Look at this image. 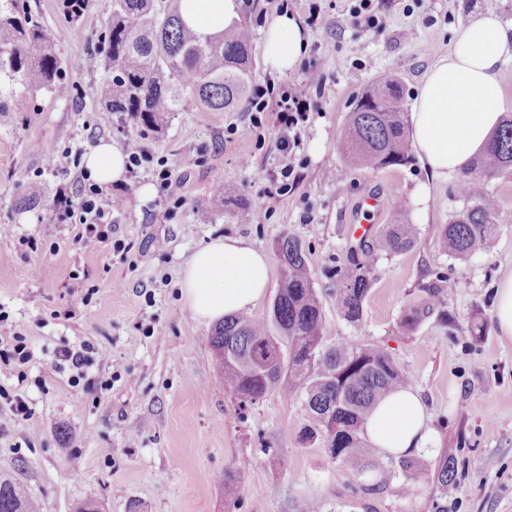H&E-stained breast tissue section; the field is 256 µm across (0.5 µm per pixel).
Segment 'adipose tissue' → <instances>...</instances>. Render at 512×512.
Wrapping results in <instances>:
<instances>
[{
  "label": "adipose tissue",
  "mask_w": 512,
  "mask_h": 512,
  "mask_svg": "<svg viewBox=\"0 0 512 512\" xmlns=\"http://www.w3.org/2000/svg\"><path fill=\"white\" fill-rule=\"evenodd\" d=\"M236 0H181L184 19L201 33L221 30L235 19ZM308 37L294 16H277L265 32L267 65L283 73L296 67ZM512 52V31L496 16L465 25L448 56L426 74L412 114L414 145L437 177L459 173L485 145L501 116L497 79L502 58ZM93 180L107 183L124 174L125 156L109 142L83 158ZM182 296L200 319L214 321L251 310L270 286L268 256L237 238H218L198 249L182 275ZM371 443L400 457L433 453L426 410L413 388L387 395L366 421Z\"/></svg>",
  "instance_id": "ef3b65f1"
}]
</instances>
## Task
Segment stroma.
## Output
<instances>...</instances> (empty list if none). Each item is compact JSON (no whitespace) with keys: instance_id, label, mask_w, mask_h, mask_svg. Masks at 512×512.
I'll use <instances>...</instances> for the list:
<instances>
[{"instance_id":"stroma-1","label":"stroma","mask_w":512,"mask_h":512,"mask_svg":"<svg viewBox=\"0 0 512 512\" xmlns=\"http://www.w3.org/2000/svg\"><path fill=\"white\" fill-rule=\"evenodd\" d=\"M67 61L70 94L56 98L10 87V111L0 113V310L34 353L23 390L29 419L0 408V476L21 479L43 512H78L88 501L99 512H512V339L492 317L496 289L512 275V223L502 225L487 251L454 260L439 243L443 224L463 202L457 176L433 177L420 158L379 171L347 169L340 141L348 116L380 77L396 76L413 107L428 70L453 48L461 29L487 14L512 28V0H373L374 25L347 19L356 0H288L306 20L308 51L296 69L270 74L262 43L278 14L272 0H239L238 17L253 33L254 77L276 83L322 74V89L297 130L292 156L277 148L282 130L273 112L246 106L208 112L187 103L162 128L107 111L101 89L108 66L79 69L101 53L111 0H87L69 18L60 0H27ZM141 138L167 160L183 202L167 219L163 193L150 173L112 183L123 200L118 239L123 251L94 240L76 241L77 228L57 223L51 202L62 170L100 139L122 145ZM292 163L297 180L280 190L274 177ZM426 187V217L415 192ZM222 192L224 208L203 210L200 199ZM367 195L401 199L419 228L410 251L379 254L365 304L363 330L337 312L330 274L345 260ZM288 233L305 249L323 303L325 336L386 349L427 407L436 451L423 456L426 476L410 494L398 493V460L358 475L332 460L323 440L300 443L311 420L301 401L268 394L240 416L224 391L209 345L212 324L180 297L182 271L216 238L237 237L272 252ZM53 270L37 277L38 268ZM445 273L449 308L459 327L428 318L408 332L400 316L424 283ZM489 317L485 335L469 332L474 315ZM104 347L107 363L94 375L111 379L100 397L52 372L60 340ZM455 463V484L442 493L434 480L441 458ZM373 492H363V485Z\"/></svg>"}]
</instances>
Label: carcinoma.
Instances as JSON below:
<instances>
[{
    "mask_svg": "<svg viewBox=\"0 0 512 512\" xmlns=\"http://www.w3.org/2000/svg\"><path fill=\"white\" fill-rule=\"evenodd\" d=\"M252 39L240 21L213 34L184 22L179 0H112L104 31L105 61L111 87L102 97L106 109L125 112L156 129L167 115L192 97L207 112H227L249 97L253 79ZM65 61L50 36L19 0L0 5V75L27 86L35 95L61 96ZM347 166L382 170L411 161L409 118L401 83L385 77L367 90L349 113L341 143ZM463 201L443 225L441 245L454 259L489 248L505 211H512V113L502 115L486 148L460 171ZM395 223L384 224L374 240L350 247L336 266V309L352 327L364 325V305L379 252L411 250L416 225L404 220V201L393 207ZM282 277L266 314H234L217 324L211 348L224 373V389L239 408L261 402L269 393L302 399L313 426L299 439L321 437L332 459L374 472L383 468L365 437V423L375 405L410 379L384 349L346 340L327 342L322 303L301 242L283 235L274 243ZM443 276L419 288L420 299L402 311L400 325L414 331L433 314L452 331L457 320L448 312L449 291ZM408 493L424 476L423 464L406 456L399 461ZM454 466L442 461L435 473L443 494ZM0 512H40L26 487L0 478Z\"/></svg>",
    "mask_w": 512,
    "mask_h": 512,
    "instance_id": "1",
    "label": "carcinoma"
}]
</instances>
